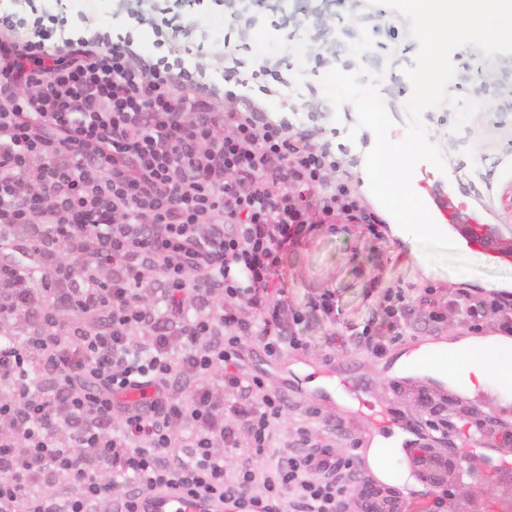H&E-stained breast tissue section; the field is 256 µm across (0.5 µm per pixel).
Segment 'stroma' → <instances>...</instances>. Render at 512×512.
<instances>
[{"instance_id": "35a3bbf8", "label": "stroma", "mask_w": 512, "mask_h": 512, "mask_svg": "<svg viewBox=\"0 0 512 512\" xmlns=\"http://www.w3.org/2000/svg\"><path fill=\"white\" fill-rule=\"evenodd\" d=\"M38 15L56 20L74 36L131 34L149 58L167 56L172 47L188 49V65L215 81L221 80L223 66L210 55L211 44L253 17L267 38L237 51V58L249 62L261 54L280 63L290 90L287 98H266L267 108L273 113L291 108L298 122L306 121L308 113H321L324 124L335 129L337 143L347 146L344 168L354 187L362 185L360 170L368 141L347 143L345 133L359 124L354 98L374 87L392 120V137L421 134L433 153L447 162L448 186L488 210L494 224L512 232V49L481 42L455 53L431 110L418 112L412 105L410 79L422 65L421 22L402 10L398 0H192L183 8L176 0H29L23 19ZM165 16H191L195 23L156 36L154 25ZM339 70L350 78L351 99L343 104L337 102L332 86ZM401 247L389 232L374 239L356 224H322L283 252L280 274L288 303L306 316L301 332L307 345L289 350L288 359L335 366L359 381L364 397L390 404L414 427L434 420L445 437L436 452L444 455L460 421L472 419L471 403L427 373L421 375L420 385L437 394L434 407L422 403L418 391L391 386L389 380L398 376L402 355L437 340L448 343L472 336V329L453 314L444 323L423 322L416 308L410 315L411 337L391 346L382 358L329 344L327 338L348 333L372 316L386 288L400 287L413 296L429 288L444 302L466 293L483 296L486 282L512 279V268L489 267L478 257L458 255L431 240L427 247L437 262L435 271L428 273L419 264L396 258ZM329 290L335 292L339 306L334 326L314 309L315 301ZM279 365L258 346L243 363L246 371L263 372L272 389L287 395L289 427H315L321 443L336 455L351 447L356 454L372 456V449L359 445L367 430L361 421L348 417L347 399L309 394Z\"/></svg>"}]
</instances>
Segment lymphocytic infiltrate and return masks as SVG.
Returning a JSON list of instances; mask_svg holds the SVG:
<instances>
[{
	"label": "lymphocytic infiltrate",
	"mask_w": 512,
	"mask_h": 512,
	"mask_svg": "<svg viewBox=\"0 0 512 512\" xmlns=\"http://www.w3.org/2000/svg\"><path fill=\"white\" fill-rule=\"evenodd\" d=\"M0 23V512H137L162 485L240 512H357L352 456L313 427L272 450L288 399L243 354L304 347L275 275L319 224L379 220L322 126L298 129L182 61L48 43ZM469 324L512 301H455ZM410 298L347 336L373 357L410 334ZM146 385L144 403L121 396ZM238 463L227 468L228 453Z\"/></svg>",
	"instance_id": "obj_1"
}]
</instances>
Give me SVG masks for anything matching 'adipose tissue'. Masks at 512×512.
Masks as SVG:
<instances>
[{
  "label": "adipose tissue",
  "instance_id": "1",
  "mask_svg": "<svg viewBox=\"0 0 512 512\" xmlns=\"http://www.w3.org/2000/svg\"><path fill=\"white\" fill-rule=\"evenodd\" d=\"M402 7L423 23L424 68L412 80L418 111L430 109L436 87L446 75L441 61L449 49L462 50L484 40L512 49V0H402ZM356 107L365 127L373 133L363 165L364 185H380L393 202L386 215L393 235L407 246L402 259L429 266L424 244L433 235L432 226L423 219L413 190V173L428 163V150L414 136L391 137L388 118L374 92L360 96ZM510 349L512 338L507 336L488 340L468 337L449 344L447 351L475 352L479 361L461 366L446 363L437 367L435 374L450 383L468 381L473 373L493 377L502 397L508 400L512 398V363L502 362L500 354Z\"/></svg>",
  "mask_w": 512,
  "mask_h": 512
}]
</instances>
